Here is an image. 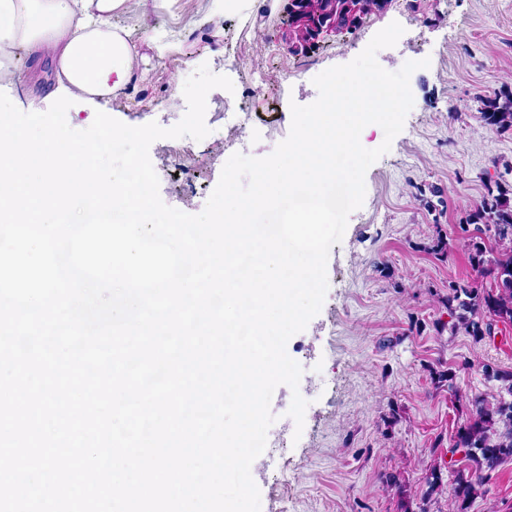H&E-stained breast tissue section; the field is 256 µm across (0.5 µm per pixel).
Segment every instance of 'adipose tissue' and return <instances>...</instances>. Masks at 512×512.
<instances>
[{"instance_id":"1","label":"adipose tissue","mask_w":512,"mask_h":512,"mask_svg":"<svg viewBox=\"0 0 512 512\" xmlns=\"http://www.w3.org/2000/svg\"><path fill=\"white\" fill-rule=\"evenodd\" d=\"M129 0H0L2 54L22 49L33 63L51 58L57 80L49 97H86L110 104L132 79L142 47L156 40H134L112 23L126 13Z\"/></svg>"}]
</instances>
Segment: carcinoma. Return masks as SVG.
<instances>
[{
	"label": "carcinoma",
	"instance_id": "carcinoma-1",
	"mask_svg": "<svg viewBox=\"0 0 512 512\" xmlns=\"http://www.w3.org/2000/svg\"><path fill=\"white\" fill-rule=\"evenodd\" d=\"M483 116L491 126L512 128V95L485 101ZM467 224L474 226L466 244L470 264L478 277L490 280V287L452 282L446 304L453 319L451 328H462L480 342L493 335L497 324L512 325V200L507 191L488 190ZM487 238L501 245L497 255L488 256ZM482 372L487 380L498 383L496 394L490 399L473 397L469 417L456 430L448 451L437 445L433 450L432 487L439 481L440 460L448 453L462 455L463 466L454 471L452 512H467L492 472L512 459V369L485 363Z\"/></svg>",
	"mask_w": 512,
	"mask_h": 512
}]
</instances>
